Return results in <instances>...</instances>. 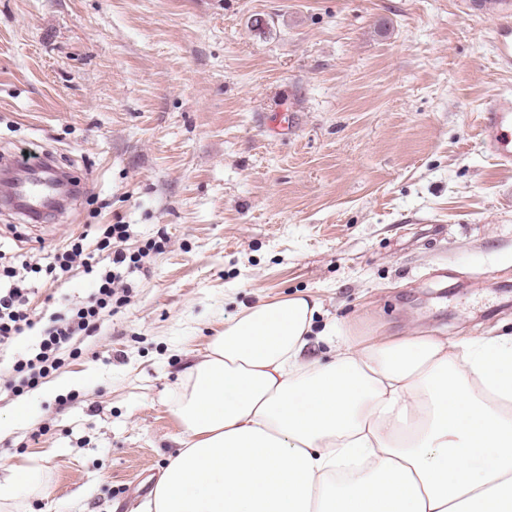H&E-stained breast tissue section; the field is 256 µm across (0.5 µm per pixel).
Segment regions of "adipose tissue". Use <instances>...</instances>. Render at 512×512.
Listing matches in <instances>:
<instances>
[{
    "label": "adipose tissue",
    "instance_id": "1",
    "mask_svg": "<svg viewBox=\"0 0 512 512\" xmlns=\"http://www.w3.org/2000/svg\"><path fill=\"white\" fill-rule=\"evenodd\" d=\"M263 300L182 376V433L142 512H512V340L353 338Z\"/></svg>",
    "mask_w": 512,
    "mask_h": 512
}]
</instances>
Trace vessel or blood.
<instances>
[{
    "label": "vessel or blood",
    "instance_id": "obj_1",
    "mask_svg": "<svg viewBox=\"0 0 512 512\" xmlns=\"http://www.w3.org/2000/svg\"><path fill=\"white\" fill-rule=\"evenodd\" d=\"M473 14L494 19L491 46L502 72L512 73V0H469ZM481 147L501 166L512 165V94L488 99L481 111ZM55 169L39 165L23 169L0 185V200L26 217L42 214L55 194Z\"/></svg>",
    "mask_w": 512,
    "mask_h": 512
}]
</instances>
